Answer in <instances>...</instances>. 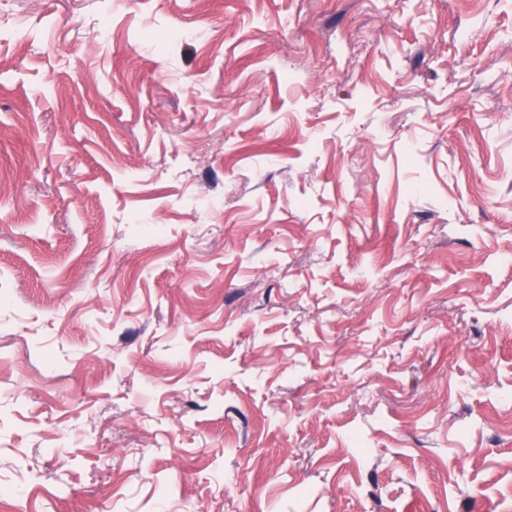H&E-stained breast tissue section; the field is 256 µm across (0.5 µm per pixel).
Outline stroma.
<instances>
[{
    "instance_id": "1",
    "label": "stroma",
    "mask_w": 512,
    "mask_h": 512,
    "mask_svg": "<svg viewBox=\"0 0 512 512\" xmlns=\"http://www.w3.org/2000/svg\"><path fill=\"white\" fill-rule=\"evenodd\" d=\"M1 487L512 512V0H0Z\"/></svg>"
}]
</instances>
